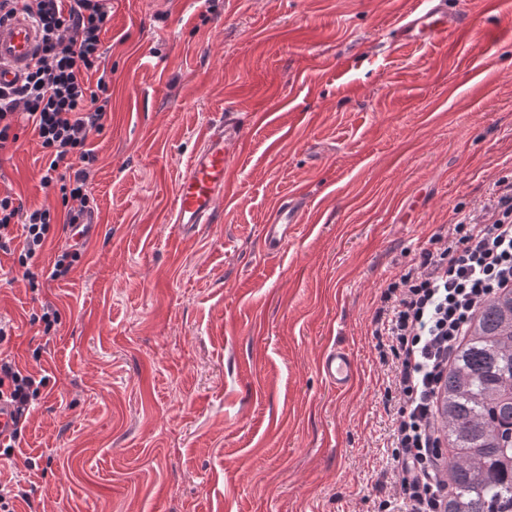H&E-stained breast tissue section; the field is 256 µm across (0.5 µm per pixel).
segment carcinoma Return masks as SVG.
<instances>
[{
    "instance_id": "1",
    "label": "carcinoma",
    "mask_w": 512,
    "mask_h": 512,
    "mask_svg": "<svg viewBox=\"0 0 512 512\" xmlns=\"http://www.w3.org/2000/svg\"><path fill=\"white\" fill-rule=\"evenodd\" d=\"M446 512H512V290L476 315L443 378Z\"/></svg>"
}]
</instances>
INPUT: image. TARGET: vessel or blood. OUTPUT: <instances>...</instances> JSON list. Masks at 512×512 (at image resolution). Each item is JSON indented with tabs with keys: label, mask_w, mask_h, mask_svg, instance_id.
I'll list each match as a JSON object with an SVG mask.
<instances>
[{
	"label": "vessel or blood",
	"mask_w": 512,
	"mask_h": 512,
	"mask_svg": "<svg viewBox=\"0 0 512 512\" xmlns=\"http://www.w3.org/2000/svg\"><path fill=\"white\" fill-rule=\"evenodd\" d=\"M460 23V16L449 11L447 0H418L415 8L399 17L394 33L399 44H420L447 34ZM40 43V32L26 15L18 13L0 21V85L23 78ZM238 136L237 123L228 112L209 122L199 133L198 147L188 160L174 193L172 213L176 224L218 223L228 189L226 146ZM301 218V199L282 204L263 226L265 252H280ZM319 365L326 379L340 389L348 387L357 372L351 354L336 346L323 352Z\"/></svg>",
	"instance_id": "vessel-or-blood-1"
}]
</instances>
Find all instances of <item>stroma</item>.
Returning a JSON list of instances; mask_svg holds the SVG:
<instances>
[{
  "label": "stroma",
  "instance_id": "35a3bbf8",
  "mask_svg": "<svg viewBox=\"0 0 512 512\" xmlns=\"http://www.w3.org/2000/svg\"><path fill=\"white\" fill-rule=\"evenodd\" d=\"M414 0H112L110 114L89 140L100 219L69 273L30 287L0 251L4 350L48 385L0 476L17 512H388L395 365L383 293L512 182V0L395 43ZM240 123L218 224L173 222L203 127ZM32 131L0 152V192L58 206ZM307 214L275 256L267 218ZM60 313L44 333L45 305ZM358 372L343 391L331 344ZM326 379L337 389L348 387L355 378L357 365L351 354L344 348H327L319 361ZM21 499L27 504L30 503V494L24 490L20 484V480L12 478L3 483L0 479V511L1 512H15V502Z\"/></svg>",
  "mask_w": 512,
  "mask_h": 512
}]
</instances>
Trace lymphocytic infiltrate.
<instances>
[{
	"label": "lymphocytic infiltrate",
	"mask_w": 512,
	"mask_h": 512,
	"mask_svg": "<svg viewBox=\"0 0 512 512\" xmlns=\"http://www.w3.org/2000/svg\"><path fill=\"white\" fill-rule=\"evenodd\" d=\"M111 0H0V19L22 12L41 33V47L23 79L0 86V152L15 147L32 129L49 163L44 185L57 187L65 227L88 211L87 166L97 157L90 136L103 128L111 101L102 73L101 32ZM57 215L46 205L24 206L0 195V251H10L14 227L22 229L17 263L30 287L66 275L81 256L62 243L51 269L34 260L54 237ZM512 288V184L504 188L490 219L456 215L448 235H434L398 281L388 285L389 307L376 328L386 337L396 365L400 407L390 464L397 472L403 512H444L448 483L442 478L437 399L452 355L472 318L500 290ZM44 379L0 355V399L28 418Z\"/></svg>",
	"instance_id": "obj_1"
}]
</instances>
